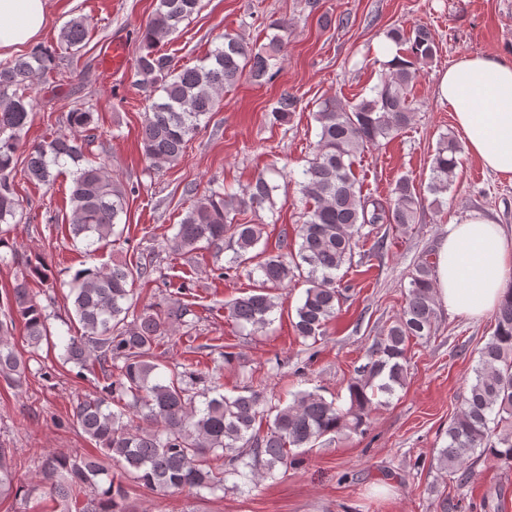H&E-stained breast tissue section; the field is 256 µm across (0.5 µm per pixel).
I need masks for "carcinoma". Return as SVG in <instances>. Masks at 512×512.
I'll return each mask as SVG.
<instances>
[{
    "label": "carcinoma",
    "instance_id": "cac0c4a2",
    "mask_svg": "<svg viewBox=\"0 0 512 512\" xmlns=\"http://www.w3.org/2000/svg\"><path fill=\"white\" fill-rule=\"evenodd\" d=\"M200 0H156L142 28L143 52L134 67V84L150 101L141 132L143 155L159 168L174 165L185 155L188 143L208 125L220 106V93L247 75L257 82L273 79L281 69L288 25L274 22V34L257 50L241 37L224 34V41L209 50L199 64L178 67L158 44L179 30L199 9ZM87 36L83 18L69 20L60 30V43L79 49ZM387 38L406 46L397 64L388 67L368 97L352 105L334 98L320 102L316 151L297 182L301 204L293 242L279 241L276 250L256 251L263 238V222H239L236 216L273 209L278 185L258 174L239 193L216 183L197 198L167 238L164 251L186 262L196 261L203 250L233 256L224 274L247 271L257 276L251 293L225 304L229 316L251 332L265 331L277 308L272 291L291 282L308 284L296 308L293 327L297 336L318 341L335 318L341 290L337 272L351 262L367 224H392L406 231L416 223L425 197L413 180L399 178L389 202L382 204L362 195L354 172L357 155L391 140L408 128L418 111L412 83L421 66L432 62L438 47L428 27L411 31L393 28ZM47 50L33 48L0 63V250L22 266L8 296L13 314L23 322L30 356H21L8 323L0 322V377L21 386L30 361L53 333L50 314L29 288L33 279L49 280L48 268L19 255L10 232L22 204L12 182L16 155L28 148L24 176L43 184L54 179L53 168L73 164L71 210L68 219L73 240L94 257L117 236L115 227L127 213L128 189L96 161H85L87 143L95 140L93 113L74 108L67 113V131L29 146L22 133L32 122L30 90L40 76L53 69ZM297 104L285 90L269 112L272 122H288ZM459 146L453 138H440L431 163L427 191L431 205L444 206L457 168ZM436 262L425 257L409 274V289L401 313L387 327L367 362L349 384V406L314 392H299L293 404L277 408L267 404L264 392L244 387L222 393L217 368L200 369L188 363L183 370L164 364L156 350L172 341L184 327L198 320L193 304L173 299L162 307L136 309L129 285L149 277L154 257L141 255L133 263L116 260L108 265L78 269L69 282L78 334L64 345L63 361L79 372L97 375L99 395L76 401L72 422L120 468L109 472L89 456L51 455L43 464L49 495L70 512L79 497L87 496L80 512H133L126 503L123 479L129 478L153 492L193 489L211 494L226 489L230 476L253 482L273 477L277 467L295 466L301 453L320 440H334L357 432L366 423L375 399L392 397L404 387L408 375L406 343L435 334L437 319L433 295ZM475 379L461 399L459 411L448 422L447 444L436 449L430 467L465 483L470 467L490 459L512 466V298L495 315L493 335L479 351ZM209 388L198 391L200 383ZM224 457L214 465L210 457ZM17 463L11 449L0 445V498L19 496Z\"/></svg>",
    "mask_w": 512,
    "mask_h": 512
}]
</instances>
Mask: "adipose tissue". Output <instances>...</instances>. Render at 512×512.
Wrapping results in <instances>:
<instances>
[{"label": "adipose tissue", "instance_id": "ef3b65f1", "mask_svg": "<svg viewBox=\"0 0 512 512\" xmlns=\"http://www.w3.org/2000/svg\"><path fill=\"white\" fill-rule=\"evenodd\" d=\"M47 0H0V52L36 42ZM440 94L453 111L466 152L498 174H512V66L467 56L449 67ZM435 288L449 311L480 317L512 288V231L482 214L452 224L436 255Z\"/></svg>", "mask_w": 512, "mask_h": 512}]
</instances>
